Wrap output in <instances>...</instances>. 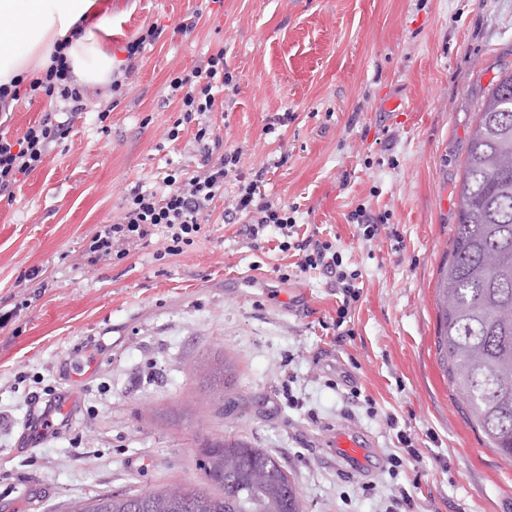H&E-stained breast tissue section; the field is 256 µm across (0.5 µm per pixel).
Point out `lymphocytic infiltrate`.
Listing matches in <instances>:
<instances>
[{"label": "lymphocytic infiltrate", "instance_id": "lymphocytic-infiltrate-1", "mask_svg": "<svg viewBox=\"0 0 512 512\" xmlns=\"http://www.w3.org/2000/svg\"><path fill=\"white\" fill-rule=\"evenodd\" d=\"M232 81L220 50L208 57L205 66L170 80L169 96L178 98L184 121L196 125L194 140L201 147L200 168L182 179L167 175L160 192L139 184L131 188L124 214L95 233L87 256L93 263L113 255L121 257L159 233L167 240L166 254L179 255L181 244H192L202 223L212 216L215 201L223 198L225 184L231 181L237 190L222 214L223 222L244 221L246 235L255 242L262 240L268 227L280 230L283 240L279 249L298 252L300 271L314 269L333 279L343 295L336 314L345 318L358 298L357 273L347 271L332 242L300 235L287 207L274 204L262 192L264 170L243 171L240 151L225 149L223 137L208 122L215 89ZM28 93L45 94L49 110L22 138L13 140L0 132V197L13 196L20 176L34 171L50 146L62 139L86 110L85 92L74 84L69 64L59 56L53 57L41 78L30 82Z\"/></svg>", "mask_w": 512, "mask_h": 512}]
</instances>
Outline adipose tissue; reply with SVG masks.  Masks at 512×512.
<instances>
[{
	"label": "adipose tissue",
	"mask_w": 512,
	"mask_h": 512,
	"mask_svg": "<svg viewBox=\"0 0 512 512\" xmlns=\"http://www.w3.org/2000/svg\"><path fill=\"white\" fill-rule=\"evenodd\" d=\"M95 0H0V85H25L50 64L57 43L84 86L111 83L116 65Z\"/></svg>",
	"instance_id": "adipose-tissue-1"
}]
</instances>
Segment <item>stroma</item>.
<instances>
[{
  "mask_svg": "<svg viewBox=\"0 0 512 512\" xmlns=\"http://www.w3.org/2000/svg\"><path fill=\"white\" fill-rule=\"evenodd\" d=\"M113 56L156 27L123 91L87 92L88 110L13 200H0V512H64L112 492L199 480V445L235 434L294 478L303 512H512V465L465 416L437 362L438 269L458 222L460 164L481 97L512 65V0H99ZM191 33H181L186 21ZM223 50L233 76L210 121L265 192L335 245L360 297L217 215L169 256L152 244L97 264L84 253L123 214L131 186L162 190L196 169L194 125L168 132L169 80ZM290 113L285 126L272 119ZM388 214L360 237L357 207ZM293 299L284 305L283 296ZM98 364L59 374L75 348ZM238 364L213 398L203 356ZM76 397L70 427L19 440L35 402ZM341 427L371 437V462L337 463ZM420 453L403 458L397 430Z\"/></svg>",
  "mask_w": 512,
  "mask_h": 512,
  "instance_id": "stroma-1",
  "label": "stroma"
}]
</instances>
